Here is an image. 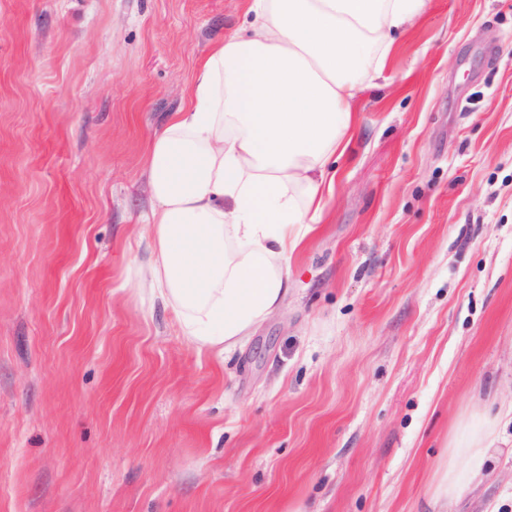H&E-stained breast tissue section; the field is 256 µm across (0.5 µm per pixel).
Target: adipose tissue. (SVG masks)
I'll return each mask as SVG.
<instances>
[{
  "label": "adipose tissue",
  "mask_w": 512,
  "mask_h": 512,
  "mask_svg": "<svg viewBox=\"0 0 512 512\" xmlns=\"http://www.w3.org/2000/svg\"><path fill=\"white\" fill-rule=\"evenodd\" d=\"M425 0H248L247 26L215 42L189 103L146 163L155 261L146 279L198 351L236 345L288 292L289 254L316 223L345 150L361 81ZM486 415L463 427L441 506L480 478Z\"/></svg>",
  "instance_id": "adipose-tissue-1"
}]
</instances>
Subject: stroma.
<instances>
[{
    "label": "stroma",
    "instance_id": "1",
    "mask_svg": "<svg viewBox=\"0 0 512 512\" xmlns=\"http://www.w3.org/2000/svg\"><path fill=\"white\" fill-rule=\"evenodd\" d=\"M246 0H0V512H438L512 409V0H426L290 290L198 352L142 289L150 143ZM455 512H512V423ZM494 421L487 415H478L463 426V432L452 451L443 476L436 490L440 503L438 512H447L461 489L480 478L487 462L489 448L495 444L492 438Z\"/></svg>",
    "mask_w": 512,
    "mask_h": 512
}]
</instances>
